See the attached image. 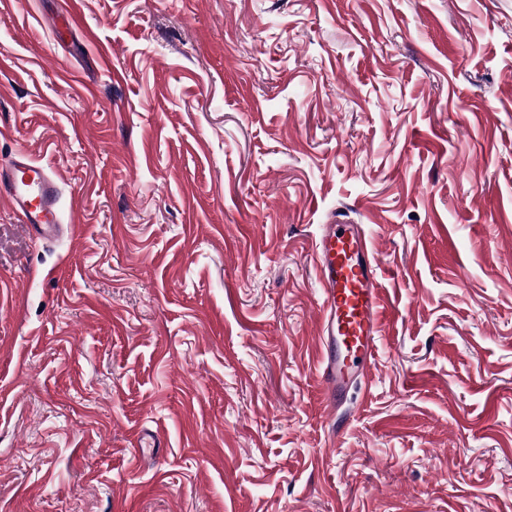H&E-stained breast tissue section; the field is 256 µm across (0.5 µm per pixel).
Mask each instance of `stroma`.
Returning <instances> with one entry per match:
<instances>
[{
    "mask_svg": "<svg viewBox=\"0 0 512 512\" xmlns=\"http://www.w3.org/2000/svg\"><path fill=\"white\" fill-rule=\"evenodd\" d=\"M0 0V512H512V0ZM378 248L332 432L314 243ZM161 447L141 449L147 435ZM61 187L58 174L21 151L0 165V201L6 202L20 224L37 238L58 234Z\"/></svg>",
    "mask_w": 512,
    "mask_h": 512,
    "instance_id": "35a3bbf8",
    "label": "stroma"
}]
</instances>
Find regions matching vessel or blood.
Masks as SVG:
<instances>
[{
	"instance_id": "vessel-or-blood-1",
	"label": "vessel or blood",
	"mask_w": 512,
	"mask_h": 512,
	"mask_svg": "<svg viewBox=\"0 0 512 512\" xmlns=\"http://www.w3.org/2000/svg\"><path fill=\"white\" fill-rule=\"evenodd\" d=\"M60 200L58 174L27 152L0 165V201L37 238L63 229L79 234V225H63ZM315 254L323 296L320 376L326 406L334 410L350 385L367 381L386 306L377 286L376 254L360 225L340 220L323 225Z\"/></svg>"
}]
</instances>
